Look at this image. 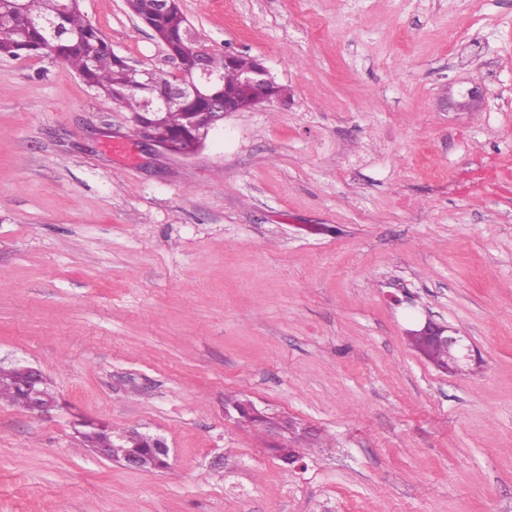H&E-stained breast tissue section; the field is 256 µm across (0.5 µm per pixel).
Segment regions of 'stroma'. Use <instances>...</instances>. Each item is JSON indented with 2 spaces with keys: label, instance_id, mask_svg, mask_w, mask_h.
<instances>
[{
  "label": "stroma",
  "instance_id": "1",
  "mask_svg": "<svg viewBox=\"0 0 512 512\" xmlns=\"http://www.w3.org/2000/svg\"><path fill=\"white\" fill-rule=\"evenodd\" d=\"M210 52L288 105L202 151L136 143L62 61L0 57V512H512V0H180ZM117 53L173 65L125 0H81ZM482 84L481 110H443ZM122 152H113V144ZM470 346L443 372L425 319ZM291 419L285 464L227 399ZM157 433L168 468L78 447ZM23 370L26 374V383L23 394V380L18 371V367L4 368L0 366V402L5 401L22 411L37 414H47L56 407V402L48 400L56 399L50 387L45 388V398L42 383L45 381V372L36 367L24 366ZM77 441L86 448H92L100 457L110 460L112 458V448H94V446H113L122 447L129 441L127 434L117 436V443L112 440L111 433L107 426L98 424L92 420H87L82 428H75ZM113 443V444H112Z\"/></svg>",
  "mask_w": 512,
  "mask_h": 512
}]
</instances>
